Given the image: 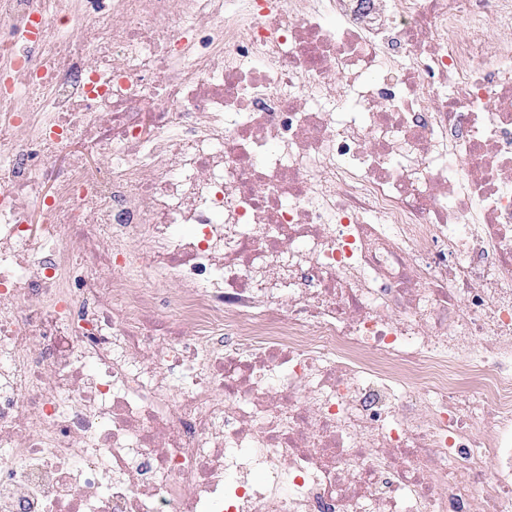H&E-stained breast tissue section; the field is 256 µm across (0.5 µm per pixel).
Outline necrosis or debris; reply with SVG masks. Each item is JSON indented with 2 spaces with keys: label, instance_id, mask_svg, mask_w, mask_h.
<instances>
[{
  "label": "necrosis or debris",
  "instance_id": "necrosis-or-debris-1",
  "mask_svg": "<svg viewBox=\"0 0 512 512\" xmlns=\"http://www.w3.org/2000/svg\"><path fill=\"white\" fill-rule=\"evenodd\" d=\"M0 59V512H512V0H0Z\"/></svg>",
  "mask_w": 512,
  "mask_h": 512
}]
</instances>
